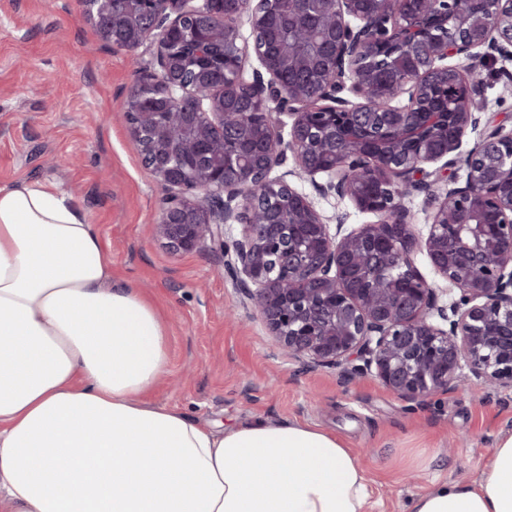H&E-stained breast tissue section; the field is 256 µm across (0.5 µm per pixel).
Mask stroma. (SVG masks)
<instances>
[{
	"instance_id": "stroma-1",
	"label": "stroma",
	"mask_w": 512,
	"mask_h": 512,
	"mask_svg": "<svg viewBox=\"0 0 512 512\" xmlns=\"http://www.w3.org/2000/svg\"><path fill=\"white\" fill-rule=\"evenodd\" d=\"M155 47L105 43L79 0H0V186L30 179L70 192L95 224L113 278L141 289L168 324L169 374L152 398L218 427L256 419L320 425L363 462L369 512H407L432 480L476 479L497 440L512 434V390L475 386L407 403L371 375L307 368L272 345L224 254L169 251L155 233L165 193L141 158L124 118L126 101ZM479 100L485 122L512 130V59L488 57ZM306 193L327 224L374 222L349 199ZM437 455L411 469L409 456Z\"/></svg>"
}]
</instances>
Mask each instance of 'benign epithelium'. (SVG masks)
Listing matches in <instances>:
<instances>
[{
	"label": "benign epithelium",
	"mask_w": 512,
	"mask_h": 512,
	"mask_svg": "<svg viewBox=\"0 0 512 512\" xmlns=\"http://www.w3.org/2000/svg\"><path fill=\"white\" fill-rule=\"evenodd\" d=\"M106 0H81L100 38L123 47L151 41L155 68L138 87L158 112L127 113L142 160L166 192L155 231L171 252L218 248L225 268L266 324L275 344L307 365L374 375L398 398L423 401L474 382L512 389V156L497 152L512 131L489 127L459 158L483 92L487 48L512 58V0H302L320 34L289 40L279 59L255 51L248 68L239 28L225 47L240 60L235 78L196 85L188 69L171 70L168 32L213 24L218 17L194 0H124L137 13L131 31L108 17ZM275 0H249L254 37ZM453 35H448L447 25ZM465 56L461 70L448 59ZM305 74L284 83L282 70ZM350 92L356 101L340 96ZM265 112L252 142L232 145L254 115ZM191 140V159H176L161 112ZM288 137H283V129ZM291 152L301 174L326 177L325 194L348 198L379 219L343 234L286 176L274 174ZM332 165H320L321 156ZM462 162V186L434 195L425 239L415 234L403 200L448 181ZM386 202L369 208L365 188ZM492 211L497 224H484ZM240 226L232 247L224 226ZM458 290L439 305L414 255Z\"/></svg>",
	"instance_id": "7a95c632"
}]
</instances>
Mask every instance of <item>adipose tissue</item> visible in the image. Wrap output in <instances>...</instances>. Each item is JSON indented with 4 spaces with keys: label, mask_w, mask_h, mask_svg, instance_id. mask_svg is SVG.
Listing matches in <instances>:
<instances>
[{
    "label": "adipose tissue",
    "mask_w": 512,
    "mask_h": 512,
    "mask_svg": "<svg viewBox=\"0 0 512 512\" xmlns=\"http://www.w3.org/2000/svg\"><path fill=\"white\" fill-rule=\"evenodd\" d=\"M168 366L162 314L113 281L71 195L0 186V512H367L366 471L334 432L203 425L152 400ZM408 512H512V434Z\"/></svg>",
    "instance_id": "adipose-tissue-1"
}]
</instances>
